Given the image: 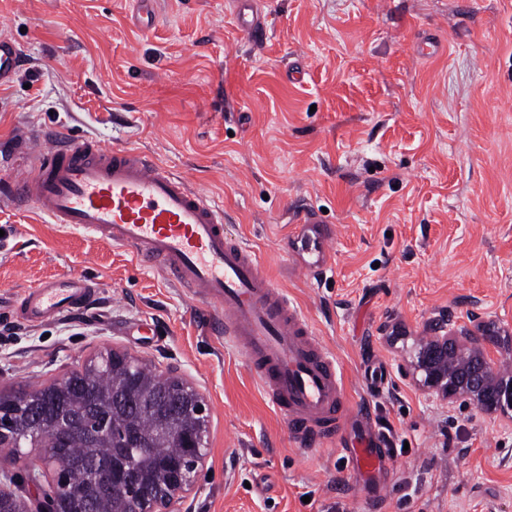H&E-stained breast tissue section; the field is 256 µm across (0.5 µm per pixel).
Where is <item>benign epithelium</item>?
Masks as SVG:
<instances>
[{"label": "benign epithelium", "mask_w": 512, "mask_h": 512, "mask_svg": "<svg viewBox=\"0 0 512 512\" xmlns=\"http://www.w3.org/2000/svg\"><path fill=\"white\" fill-rule=\"evenodd\" d=\"M450 319L441 315L429 321L414 370L421 375L422 385L433 390L442 399L456 396L472 399L481 409L492 412L502 406H512V381L504 382L498 376L502 360L491 354L490 347L501 345L492 326L478 325L484 336L469 332L454 335L448 328ZM207 419V405L201 397L188 407L186 414H178L173 424L184 429L185 448L180 454L157 463L161 479L153 484L142 482L121 458L103 456L95 448L85 449L83 468L75 470L68 461L41 448V441L60 437L65 422L48 427L38 417L30 416L18 428L12 413L0 409V446L16 449L26 455L42 450L55 468L51 503L39 512H61L59 504L65 495L82 484L105 479L112 483V491L123 497L126 512H180L183 494L196 483L199 466L206 455L203 428ZM39 474L28 469L0 477V512H31L21 499L25 485L37 484Z\"/></svg>", "instance_id": "7a95c632"}]
</instances>
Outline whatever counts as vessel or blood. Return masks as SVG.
I'll use <instances>...</instances> for the list:
<instances>
[{
    "label": "vessel or blood",
    "mask_w": 512,
    "mask_h": 512,
    "mask_svg": "<svg viewBox=\"0 0 512 512\" xmlns=\"http://www.w3.org/2000/svg\"><path fill=\"white\" fill-rule=\"evenodd\" d=\"M20 57L16 43L0 37V87L12 81ZM32 157L31 166L0 183V196L36 207L49 223L130 249L211 304L214 324L250 358L254 378L287 417L295 441L314 447L347 428L350 445L341 454L359 478L356 497L376 504L391 466L388 449L351 412L334 356L263 273L259 254L225 237L223 206L144 152L52 133ZM95 291L81 275L49 280L25 293L18 313L39 324L82 307Z\"/></svg>",
    "instance_id": "obj_1"
}]
</instances>
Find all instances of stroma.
Segmentation results:
<instances>
[{"label":"stroma","mask_w":512,"mask_h":512,"mask_svg":"<svg viewBox=\"0 0 512 512\" xmlns=\"http://www.w3.org/2000/svg\"><path fill=\"white\" fill-rule=\"evenodd\" d=\"M0 0L22 67L0 88V177L39 135L153 155L224 205L231 236L334 352L351 408L389 424L377 508L339 450L301 449L205 303L156 266L0 200V392H29L117 352L181 378L208 408L186 512H512V409L440 401L413 372L428 320L512 333V0ZM437 40L434 55L419 54ZM326 208L323 282L285 228ZM97 284L86 309L32 325L30 288ZM146 324L149 336L131 328ZM380 387L363 378L369 362Z\"/></svg>","instance_id":"35a3bbf8"}]
</instances>
